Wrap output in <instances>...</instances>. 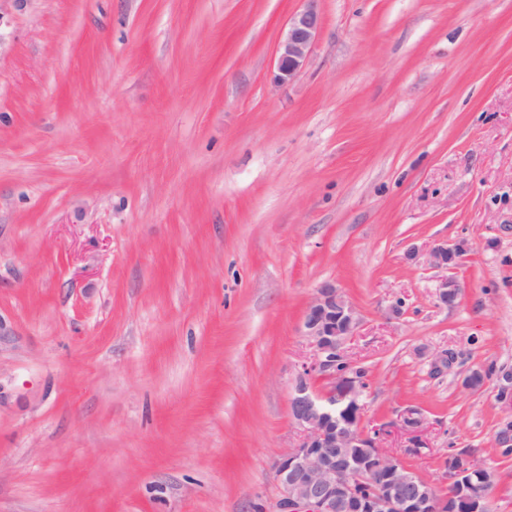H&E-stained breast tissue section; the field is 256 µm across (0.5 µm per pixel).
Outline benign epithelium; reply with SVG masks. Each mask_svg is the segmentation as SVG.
I'll return each instance as SVG.
<instances>
[{
  "instance_id": "benign-epithelium-1",
  "label": "benign epithelium",
  "mask_w": 512,
  "mask_h": 512,
  "mask_svg": "<svg viewBox=\"0 0 512 512\" xmlns=\"http://www.w3.org/2000/svg\"><path fill=\"white\" fill-rule=\"evenodd\" d=\"M322 14L308 5L296 12L276 47V80L294 78L307 62L320 30ZM458 244H438L429 263L446 270L461 261ZM460 293L453 277L441 280L439 305L451 308ZM361 317L356 307L325 282L305 313L302 328L313 346L310 362L298 371L290 399V414L302 432L300 442L275 462L280 496L275 512H486L485 500L468 487L466 477L484 466L468 459L459 470L446 471L448 496L379 448L361 427L366 389L362 367L351 360L346 344L356 335ZM319 380L327 390L315 386ZM499 400L512 403V372L498 376Z\"/></svg>"
}]
</instances>
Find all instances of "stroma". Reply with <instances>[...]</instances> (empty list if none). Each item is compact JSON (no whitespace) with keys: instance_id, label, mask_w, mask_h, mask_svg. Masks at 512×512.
Masks as SVG:
<instances>
[{"instance_id":"stroma-1","label":"stroma","mask_w":512,"mask_h":512,"mask_svg":"<svg viewBox=\"0 0 512 512\" xmlns=\"http://www.w3.org/2000/svg\"><path fill=\"white\" fill-rule=\"evenodd\" d=\"M303 6L0 0V512H275L326 281L363 429L434 483L467 451L512 512V405L463 385L512 370V0H318L279 84ZM322 14L313 5L296 12L282 31L276 47V80L284 83L294 78L307 62L320 30ZM463 254L461 253V246L459 244H438L434 246L428 254L429 263L436 269L448 270L450 264L460 263Z\"/></svg>"}]
</instances>
